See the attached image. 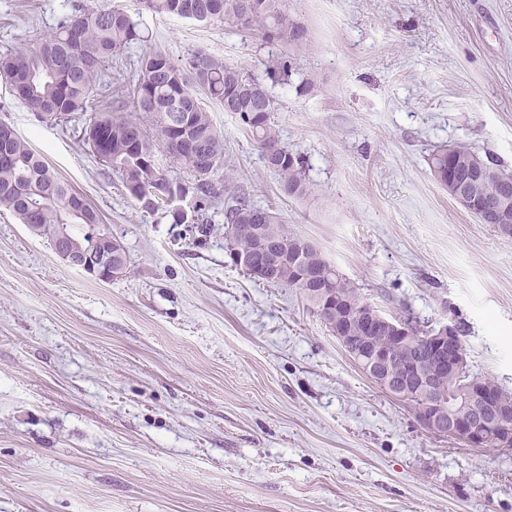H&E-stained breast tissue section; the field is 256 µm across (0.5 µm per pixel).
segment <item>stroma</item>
Masks as SVG:
<instances>
[{
  "label": "stroma",
  "instance_id": "stroma-1",
  "mask_svg": "<svg viewBox=\"0 0 512 512\" xmlns=\"http://www.w3.org/2000/svg\"><path fill=\"white\" fill-rule=\"evenodd\" d=\"M78 3L138 23L146 41L125 58L202 51L258 78L310 191L286 194L239 114L209 99L237 192L385 316L464 321L470 374L512 391V237L428 164L463 146L512 170V0H284L301 44L138 0H0V52ZM0 119L131 259L98 281L0 210V512H512V451L424 431L298 289L232 262L223 209L194 244L142 211L83 143L84 119L42 121L2 80Z\"/></svg>",
  "mask_w": 512,
  "mask_h": 512
}]
</instances>
